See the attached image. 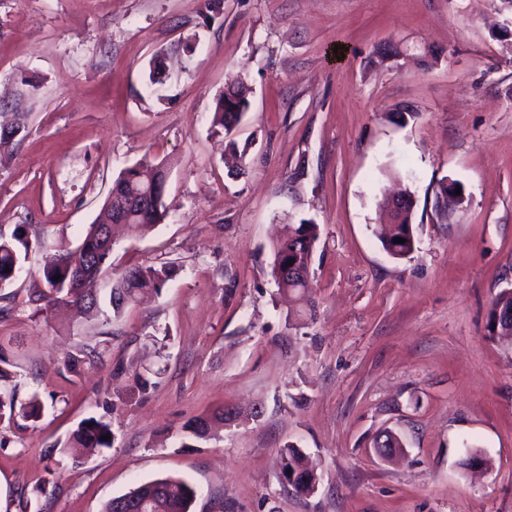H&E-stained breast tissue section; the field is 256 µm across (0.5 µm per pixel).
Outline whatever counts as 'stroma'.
<instances>
[{"label": "stroma", "mask_w": 512, "mask_h": 512, "mask_svg": "<svg viewBox=\"0 0 512 512\" xmlns=\"http://www.w3.org/2000/svg\"><path fill=\"white\" fill-rule=\"evenodd\" d=\"M162 57L165 77L150 83ZM38 86L18 99L21 78ZM250 107L224 161L218 97ZM28 114L0 149V237L25 271L0 288L16 400L0 420V512H102L180 477L193 512H512V343L489 338L512 289V9L501 0H0V112ZM164 163L167 216L122 231L112 267L174 263L161 293L111 321L39 302V270L76 248L113 181ZM465 201L436 206L442 182ZM412 193L413 252L378 234ZM313 220L314 314L272 275L286 225ZM100 356L80 373L65 362ZM230 412L206 439L188 421ZM95 417L111 447L85 455ZM398 433L405 458L374 449ZM294 445L318 465L302 496ZM486 465L461 466L472 452ZM501 308L504 311L512 310V294L507 295L500 293L498 297L494 300L492 307L490 309L489 315H488V326L487 330L489 333V336H493L494 334L499 335H506L511 336V325L508 327L507 330H505L500 324L499 326L496 323V317H497V311ZM110 435V440H101V437ZM112 429L109 423L90 417L82 421L73 432V440L83 448L100 450L112 445ZM281 454H282V459H283L282 475L286 479H288V482L284 481V483H286L290 487L291 486L295 487L298 490V492L301 494H304V495L313 494L317 490V483H318L317 474L313 470L309 469L306 466L305 462H303L304 470H306L308 472V474L303 476V478L298 479L297 472H291V470L288 469V467L290 466V464H289L290 457L294 461L299 462V463L302 460H304V457L301 454V452L293 446H287V448L282 449ZM284 477H283V479L285 480Z\"/></svg>", "instance_id": "stroma-1"}]
</instances>
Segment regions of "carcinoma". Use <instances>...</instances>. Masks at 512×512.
Segmentation results:
<instances>
[{"instance_id": "1", "label": "carcinoma", "mask_w": 512, "mask_h": 512, "mask_svg": "<svg viewBox=\"0 0 512 512\" xmlns=\"http://www.w3.org/2000/svg\"><path fill=\"white\" fill-rule=\"evenodd\" d=\"M249 108L248 89L240 80L227 85L224 95L217 101L213 124L230 135L241 121V115ZM167 167L162 163L154 164L143 159L123 171L113 182L112 188L119 192L125 191L145 198L151 190V185L163 181ZM166 216L164 203L152 209L146 207L135 209L127 216L126 226L135 235L141 236L161 223ZM119 221L118 211L110 199L104 204L95 222L89 225L79 249L85 254L94 255V262L72 268L71 256L68 249L63 248L52 255L43 265L42 277L47 285L36 301L48 305L62 299L81 310L94 311L109 320L118 318L125 307L137 302L146 293H161L167 282L174 275V267L169 264L159 266L134 267L117 274L112 278V285L104 289L102 294H84V289L74 287L75 278H80L94 285L100 274L110 266L112 250H104L99 236L102 229ZM319 225L311 220H303L298 224L288 225V236L274 249L272 276L277 286L296 298L299 306L295 315L299 316L304 308L312 307L311 299L307 296L306 281L290 276L280 278L278 273L289 261H294L304 270H309L312 256L319 240ZM20 238L13 241L0 238V285H6L15 278L21 269L22 251ZM512 310V294H499L494 300L488 315L487 330L489 335L499 334L509 336L512 331L504 329L496 323L498 310ZM112 434L110 424L93 417L82 421L73 432V440L83 448L100 450L112 446V441L104 436ZM197 490L190 481L177 477L157 478L138 485L133 490L109 500L102 512H192L196 501Z\"/></svg>"}]
</instances>
